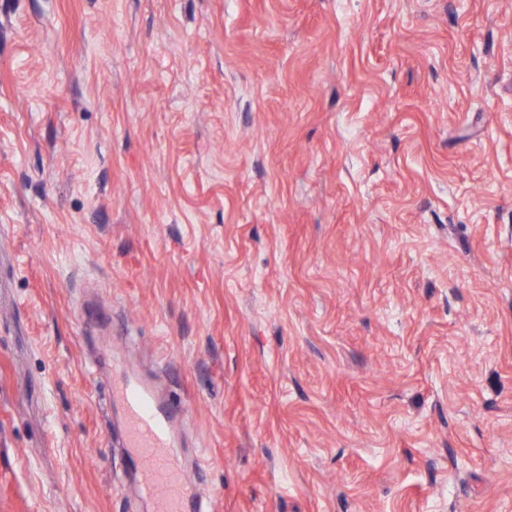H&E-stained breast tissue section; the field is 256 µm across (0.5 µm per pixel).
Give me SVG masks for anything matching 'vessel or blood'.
Wrapping results in <instances>:
<instances>
[{
    "label": "vessel or blood",
    "mask_w": 512,
    "mask_h": 512,
    "mask_svg": "<svg viewBox=\"0 0 512 512\" xmlns=\"http://www.w3.org/2000/svg\"><path fill=\"white\" fill-rule=\"evenodd\" d=\"M99 350L108 361V398L123 417L124 446L140 496L152 512H211L209 500L196 492L185 468L180 429L188 421L187 411L113 356L111 341H103Z\"/></svg>",
    "instance_id": "obj_1"
}]
</instances>
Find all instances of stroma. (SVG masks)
<instances>
[{
    "mask_svg": "<svg viewBox=\"0 0 512 512\" xmlns=\"http://www.w3.org/2000/svg\"><path fill=\"white\" fill-rule=\"evenodd\" d=\"M89 305L214 512H512V0H0V512H150Z\"/></svg>",
    "mask_w": 512,
    "mask_h": 512,
    "instance_id": "35a3bbf8",
    "label": "stroma"
}]
</instances>
